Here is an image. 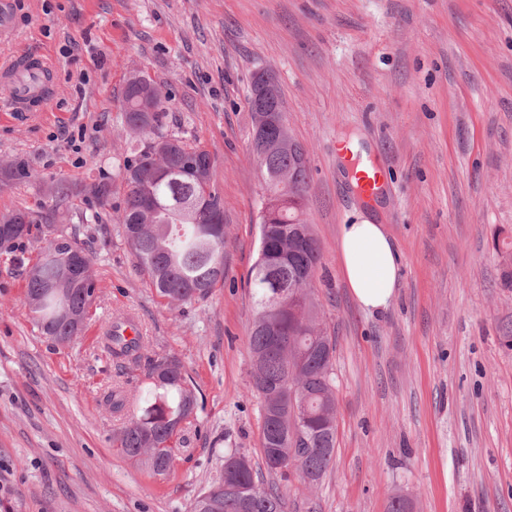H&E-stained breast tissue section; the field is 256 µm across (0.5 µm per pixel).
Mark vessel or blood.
Segmentation results:
<instances>
[{"label": "vessel or blood", "instance_id": "vessel-or-blood-1", "mask_svg": "<svg viewBox=\"0 0 512 512\" xmlns=\"http://www.w3.org/2000/svg\"><path fill=\"white\" fill-rule=\"evenodd\" d=\"M17 0H0V39L15 34ZM52 67L38 54H20L0 63V111L33 116L51 96Z\"/></svg>", "mask_w": 512, "mask_h": 512}]
</instances>
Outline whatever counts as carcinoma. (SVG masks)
<instances>
[{
  "label": "carcinoma",
  "mask_w": 512,
  "mask_h": 512,
  "mask_svg": "<svg viewBox=\"0 0 512 512\" xmlns=\"http://www.w3.org/2000/svg\"><path fill=\"white\" fill-rule=\"evenodd\" d=\"M140 104L138 90L126 84L123 122L138 137L154 132L166 110L164 104H154L142 125ZM254 158L265 189L277 188L278 177L286 173L288 193L272 204L262 200V210L270 216L261 218L258 256L248 279L253 300L249 388L264 397L260 447L267 470L284 480L294 475L311 489L321 482L336 454V343L321 327L314 288L295 287L300 272L317 276L321 259L318 241L303 220L307 166L289 151ZM213 167L205 149L176 135L130 149L119 165L126 197L118 223L137 270L157 295L171 303L203 300L224 283V199L214 187ZM34 177L22 159L0 169L5 185ZM74 194L70 183H57L55 206L41 213L51 230L45 246L32 264L22 254L14 258L26 270L33 322L58 344L70 342L83 329L64 313L88 315L97 292L90 254L57 227L60 207ZM29 216L26 209L0 215V250H12L30 235ZM126 325L123 318L104 328L107 351L115 359L136 363L145 340L139 333L131 338L122 335ZM147 378L148 389L133 401L123 387L112 388L113 413L132 404L136 408L114 440L128 459L152 475L164 476L176 462L179 426L195 414L198 398L174 357L153 361ZM275 456L283 460L279 469L270 467ZM231 463L236 465V483L226 490L225 471ZM191 512H286V502L277 489L264 486L246 454L234 451L195 498Z\"/></svg>",
  "instance_id": "carcinoma-1"
}]
</instances>
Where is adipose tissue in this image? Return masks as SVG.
I'll use <instances>...</instances> for the list:
<instances>
[{
	"mask_svg": "<svg viewBox=\"0 0 512 512\" xmlns=\"http://www.w3.org/2000/svg\"><path fill=\"white\" fill-rule=\"evenodd\" d=\"M339 271L354 304L364 312L387 311L397 292L401 258L386 225L369 217L341 225Z\"/></svg>",
	"mask_w": 512,
	"mask_h": 512,
	"instance_id": "adipose-tissue-1",
	"label": "adipose tissue"
}]
</instances>
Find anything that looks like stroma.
Returning <instances> with one entry per match:
<instances>
[{
	"mask_svg": "<svg viewBox=\"0 0 512 512\" xmlns=\"http://www.w3.org/2000/svg\"><path fill=\"white\" fill-rule=\"evenodd\" d=\"M0 59L29 49L54 68L39 117L0 118V167L24 159L35 181L0 188V214L52 207L51 188L112 183L65 204L66 234L92 258L87 324L60 345L26 309V280L0 250V512H190L238 450L261 464V397L250 390L260 176L247 98L273 71L289 135L307 151L304 219L321 248L314 288L336 340V456L322 483L285 486L286 512H512V286L497 249L512 242V0H24ZM154 81L159 127L207 150L224 199V283L202 301L159 297L114 216L112 163L130 147L122 94ZM79 149H72L70 139ZM384 164L364 203L341 143ZM387 226L401 256L385 313L353 303L340 225ZM134 315L138 365L113 362L105 322ZM177 358L198 389L174 469L150 475L113 442V385L145 389L151 361Z\"/></svg>",
	"mask_w": 512,
	"mask_h": 512,
	"instance_id": "obj_1",
	"label": "stroma"
}]
</instances>
